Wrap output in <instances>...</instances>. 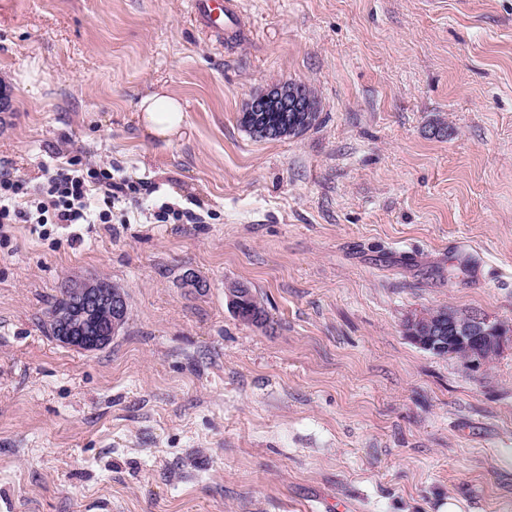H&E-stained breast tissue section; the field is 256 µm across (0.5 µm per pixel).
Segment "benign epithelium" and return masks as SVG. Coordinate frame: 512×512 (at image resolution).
I'll list each match as a JSON object with an SVG mask.
<instances>
[{"label": "benign epithelium", "mask_w": 512, "mask_h": 512, "mask_svg": "<svg viewBox=\"0 0 512 512\" xmlns=\"http://www.w3.org/2000/svg\"><path fill=\"white\" fill-rule=\"evenodd\" d=\"M316 111V102L301 84L292 81L276 84L253 97L246 109L253 128L263 134L271 131L267 122L269 112L290 117L288 131L293 132L310 124ZM75 305L73 323L68 329L78 331L79 335L64 337L67 344L86 351L109 345L118 334L121 318L126 312L124 297L106 283L86 281L77 286ZM412 340L432 352L465 345L470 349L468 364L475 370L482 369L512 346V334L505 332V326L478 314L468 315L465 325L456 327V335L448 337L446 343L440 336H414Z\"/></svg>", "instance_id": "1"}]
</instances>
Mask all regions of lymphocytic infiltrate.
Listing matches in <instances>:
<instances>
[{
	"label": "lymphocytic infiltrate",
	"instance_id": "lymphocytic-infiltrate-1",
	"mask_svg": "<svg viewBox=\"0 0 512 512\" xmlns=\"http://www.w3.org/2000/svg\"><path fill=\"white\" fill-rule=\"evenodd\" d=\"M32 184L0 171V235L13 224H108L123 185L110 172L83 169L81 162L47 166Z\"/></svg>",
	"mask_w": 512,
	"mask_h": 512
}]
</instances>
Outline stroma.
<instances>
[{
    "instance_id": "stroma-1",
    "label": "stroma",
    "mask_w": 512,
    "mask_h": 512,
    "mask_svg": "<svg viewBox=\"0 0 512 512\" xmlns=\"http://www.w3.org/2000/svg\"><path fill=\"white\" fill-rule=\"evenodd\" d=\"M235 3L230 36L191 0H0V166L143 187L111 231L0 242V512H512V350L475 371L404 334L512 326V0ZM285 81L318 121L251 136ZM159 89L184 134L142 127ZM163 202L206 221L148 223ZM91 278L128 321L81 351L46 312ZM304 86V85H303ZM306 89V87L304 86ZM300 83L286 81L276 84L264 93L253 97L246 109L247 117L251 119L253 127L243 112L241 123L253 135L261 139H281L289 136L288 134L281 137H269L271 128L267 122L268 112L283 113L284 118L288 119L290 114V125L287 123L288 132L295 131L310 124L314 118V112L318 113L316 102L305 92ZM319 118V113L315 118L314 125ZM258 132H256L255 130ZM306 128L304 131H306ZM303 131V132H304ZM70 281L66 282L62 286L61 297L55 301V303L52 305L51 309L48 312V325L50 333L53 337H55L56 339L63 343L65 342L58 337L60 329H58L59 317L57 314L61 312L62 309L71 306L72 302L75 300V297L71 294V289L69 285ZM232 297V305L241 320L247 323L261 325L267 320L266 311L253 291L247 286L234 283L228 288Z\"/></svg>"
}]
</instances>
